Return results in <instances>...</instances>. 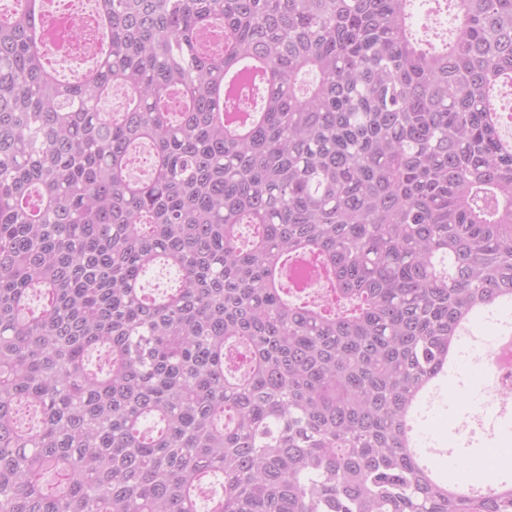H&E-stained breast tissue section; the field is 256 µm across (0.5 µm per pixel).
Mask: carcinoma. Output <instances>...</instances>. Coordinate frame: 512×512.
<instances>
[{"label":"carcinoma","mask_w":512,"mask_h":512,"mask_svg":"<svg viewBox=\"0 0 512 512\" xmlns=\"http://www.w3.org/2000/svg\"><path fill=\"white\" fill-rule=\"evenodd\" d=\"M42 2L0 16V512H512L405 430L512 300V0H99L68 83Z\"/></svg>","instance_id":"obj_1"}]
</instances>
